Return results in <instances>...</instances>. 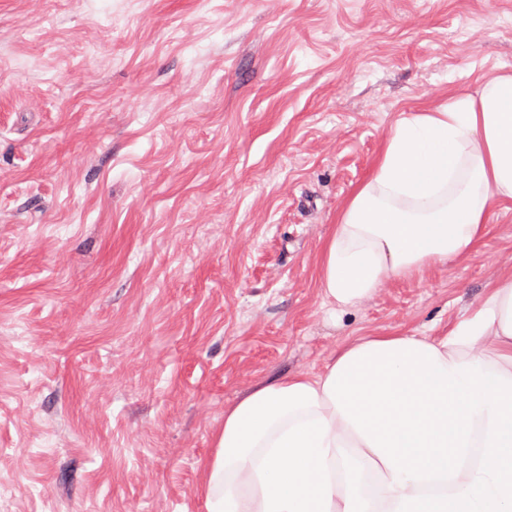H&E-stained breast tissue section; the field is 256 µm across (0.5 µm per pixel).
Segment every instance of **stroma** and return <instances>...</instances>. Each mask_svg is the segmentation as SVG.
Wrapping results in <instances>:
<instances>
[{
  "label": "stroma",
  "mask_w": 512,
  "mask_h": 512,
  "mask_svg": "<svg viewBox=\"0 0 512 512\" xmlns=\"http://www.w3.org/2000/svg\"><path fill=\"white\" fill-rule=\"evenodd\" d=\"M512 72V0H0V512H207L256 385L442 336L465 258L350 308L318 256L403 113Z\"/></svg>",
  "instance_id": "obj_1"
}]
</instances>
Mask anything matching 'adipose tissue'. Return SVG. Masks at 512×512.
Here are the masks:
<instances>
[{
    "label": "adipose tissue",
    "instance_id": "ef3b65f1",
    "mask_svg": "<svg viewBox=\"0 0 512 512\" xmlns=\"http://www.w3.org/2000/svg\"><path fill=\"white\" fill-rule=\"evenodd\" d=\"M512 201V73L436 109L402 117L368 180L344 201L318 259L324 294L345 307L391 277L466 257L489 211ZM444 368L480 361L512 379V278L447 336L422 337ZM328 372L256 385L224 413L205 470L207 512H395L401 495L453 494L472 483L488 416L472 418L456 479L406 481L392 473L325 392Z\"/></svg>",
    "mask_w": 512,
    "mask_h": 512
}]
</instances>
